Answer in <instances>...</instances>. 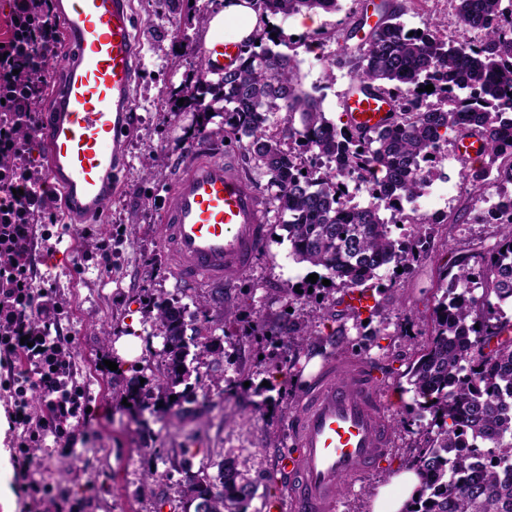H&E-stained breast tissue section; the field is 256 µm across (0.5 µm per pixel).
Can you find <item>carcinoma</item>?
Listing matches in <instances>:
<instances>
[{
    "label": "carcinoma",
    "instance_id": "cac0c4a2",
    "mask_svg": "<svg viewBox=\"0 0 512 512\" xmlns=\"http://www.w3.org/2000/svg\"><path fill=\"white\" fill-rule=\"evenodd\" d=\"M260 11L283 18L303 11L335 12L338 0H256ZM4 41L12 72L0 70V100L11 106L9 120L25 129L22 114L43 102L47 83L45 62L55 53L57 40L41 36L45 27L41 0H26ZM378 20L369 27L368 16L350 17L342 65L350 84L362 93L374 89L394 102L392 122L374 132L337 125L322 112L306 91L296 56L278 50L286 44L284 31L262 30L242 46L235 64L212 75L200 62L193 77L174 90H160L158 106L164 111L192 112L196 122L190 138L222 135L229 145L246 153L248 162L268 176L272 192L264 203H275L283 217L297 264L308 263L325 271L331 291L350 290L377 280L380 272L407 270L427 254L436 231L427 220H412V231L394 237L399 201L420 195L418 168H435L440 131L452 134L456 144L465 133H475L487 150L481 167L465 169L464 179L482 191L496 188L497 196L512 199V0H458L463 42L452 45L439 36V24L428 22L418 30L402 21L404 10L391 0L375 8ZM433 85L427 103L417 100L419 89ZM184 104H178L179 99ZM222 118L214 131L213 118ZM26 134L18 138L19 151L0 153V173L37 184L39 170L24 162ZM378 171L380 180L369 190L371 201H355L348 186L354 177ZM468 224L490 225L494 243L484 239L454 253L439 274L441 297L430 309L427 339L401 374L413 392V414L432 417L429 431L416 445L412 468L421 484L412 512H512V216L477 214ZM303 292L283 289L280 318L269 323L254 312L257 332L288 340L289 368L297 367L301 353L313 342L311 318L290 308L305 302ZM196 303H212L224 310V325L238 322L237 310L224 306V289L211 288L197 295ZM150 335L161 339L159 362L152 371L153 385L145 389L141 371L124 378L123 397L140 405L180 406L191 371L203 365L216 380L223 378V353L215 347L212 320L188 327V307L162 294L151 295ZM360 314H340L336 332L325 338L340 354L358 340L350 329L363 328ZM352 326H347V323ZM195 352H190V349ZM195 367H190V364ZM187 448H167L158 459L181 474L170 483V471L149 472L145 488L155 512L171 502L174 490L182 512H249L257 481L244 477L235 461L222 454L208 458L197 470L179 458ZM216 472H210V469Z\"/></svg>",
    "mask_w": 512,
    "mask_h": 512
}]
</instances>
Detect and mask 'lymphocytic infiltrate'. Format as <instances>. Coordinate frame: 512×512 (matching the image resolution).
<instances>
[{"mask_svg":"<svg viewBox=\"0 0 512 512\" xmlns=\"http://www.w3.org/2000/svg\"><path fill=\"white\" fill-rule=\"evenodd\" d=\"M0 239L5 248L0 251V352L11 354L24 350L33 366L24 374L22 389L41 393L56 420V427L33 425L28 411L27 399L14 403L13 411L21 424L30 426V446L20 447L18 453L24 467L38 465L39 460L32 451L33 443L46 436L62 437V425L70 419H78L84 413L81 392L70 379V360L53 336L46 321L57 314L56 305L37 300L27 276L29 259V230L24 224H7L0 228ZM29 338V348H22L21 338Z\"/></svg>","mask_w":512,"mask_h":512,"instance_id":"lymphocytic-infiltrate-1","label":"lymphocytic infiltrate"}]
</instances>
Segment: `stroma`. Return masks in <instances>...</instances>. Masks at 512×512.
Returning a JSON list of instances; mask_svg holds the SVG:
<instances>
[{"label": "stroma", "mask_w": 512, "mask_h": 512, "mask_svg": "<svg viewBox=\"0 0 512 512\" xmlns=\"http://www.w3.org/2000/svg\"><path fill=\"white\" fill-rule=\"evenodd\" d=\"M402 2L408 26L419 28L434 18L444 23L442 39H460L454 0ZM130 3L141 54L120 184L102 224L82 228L62 223L59 199L47 192L37 210L40 221L31 227L29 274L38 291L62 309L51 329L64 339L74 381L84 393L89 413L85 424L73 428L71 435L46 438L39 446V472H26L18 459H11V472L0 482V493L14 496L16 512H53L67 498L74 502L73 512H153L143 492V476L153 465L144 449L178 447L184 434L193 431L201 435L203 445L191 451L192 466H199L210 453L229 456L247 477L261 481L250 512H291L279 478V463L293 450L286 431L297 387L286 378L288 349L275 337L243 333V322L254 310H263L269 321H276L284 309L282 288L314 272L290 257L277 214L268 216L266 242L253 268L224 291L225 305L237 308L241 321L229 328L215 326L214 335L224 351L223 381L213 384L203 372L190 383L189 397L207 406V414L179 421L173 409L127 406L112 393L113 380L126 375L125 369L107 367L118 359L116 338H145L148 353L161 347L159 339L148 336L147 293L162 291L176 298L188 293L177 285L161 248L160 229L171 203L172 182L197 153L220 156L225 151L218 138L206 145L187 139V131L195 124L192 113L163 112L157 106L159 90L179 86L194 70L205 47L204 28L195 15L209 13L217 0H195L191 5L186 0ZM359 6L360 0H339L338 11L324 14L321 37L315 42L309 41L307 31L295 27L293 18L277 20L292 38L289 51L299 62L305 88L321 98L327 117L338 124L345 120L340 100L349 85L347 70L340 64V30ZM329 70L335 76L331 82L324 78ZM149 158L154 161L155 176L146 181L142 173ZM441 165L450 175L442 207L451 217L468 213L474 200L469 183L459 173L462 163L457 151L448 150ZM147 197L152 204L146 208L142 202ZM488 235V228L478 224L448 225L435 236L427 257L407 274L395 280L386 270L380 282L372 284L377 300L390 313L388 330L396 340L388 348V358H381L375 346L358 358L364 362L381 358L389 373L382 386L390 399L389 414L404 419L405 427L394 434L380 466L350 483L336 512H367L366 500L376 484L394 469L407 467L412 447L430 419L410 415L412 392H401V401H393L394 392H399L396 375L405 371L425 341L422 317L439 296L436 280L451 251ZM400 293L420 312V319L405 320L395 305ZM272 430L281 433V447H266V434ZM35 481L51 485L52 500L28 493Z\"/></svg>", "instance_id": "1"}]
</instances>
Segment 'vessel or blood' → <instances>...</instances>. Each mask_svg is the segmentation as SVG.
<instances>
[{"label":"vessel or blood","mask_w":512,"mask_h":512,"mask_svg":"<svg viewBox=\"0 0 512 512\" xmlns=\"http://www.w3.org/2000/svg\"><path fill=\"white\" fill-rule=\"evenodd\" d=\"M70 46L62 80L42 117L51 188L69 224L99 223L124 164L139 48L128 0H54ZM350 125L387 126L392 99L348 93ZM266 207L234 156L193 158L177 177L162 226L176 281L226 288L254 265L266 238ZM295 453L280 468L293 512H334L343 484L374 471L392 426L368 365L345 357L327 364L297 392L288 419Z\"/></svg>","instance_id":"1"}]
</instances>
